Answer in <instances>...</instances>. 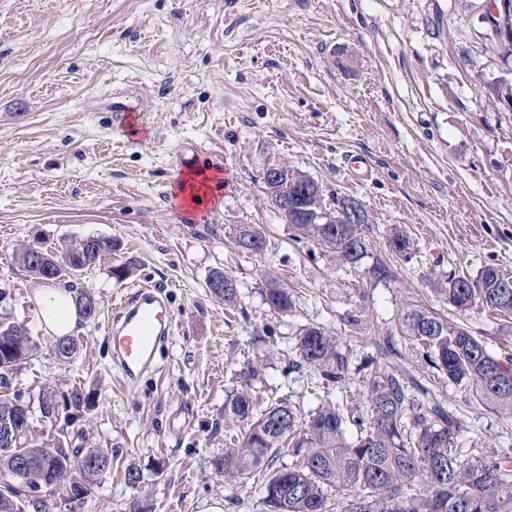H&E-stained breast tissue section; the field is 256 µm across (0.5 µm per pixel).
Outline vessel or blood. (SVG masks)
I'll return each mask as SVG.
<instances>
[{"mask_svg":"<svg viewBox=\"0 0 512 512\" xmlns=\"http://www.w3.org/2000/svg\"><path fill=\"white\" fill-rule=\"evenodd\" d=\"M112 320V360L126 380L154 370L161 348L175 333V319L162 291L145 285L116 300Z\"/></svg>","mask_w":512,"mask_h":512,"instance_id":"vessel-or-blood-1","label":"vessel or blood"}]
</instances>
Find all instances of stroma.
<instances>
[{
    "label": "stroma",
    "instance_id": "obj_1",
    "mask_svg": "<svg viewBox=\"0 0 512 512\" xmlns=\"http://www.w3.org/2000/svg\"><path fill=\"white\" fill-rule=\"evenodd\" d=\"M484 0H0V322H25L38 351L18 388H78L95 403L69 429L74 444L114 454L81 504L57 512H260L261 478L229 502L212 462L224 452V399L246 360L267 368L260 405L301 413L362 402L358 369L393 337L403 353V308L418 305L467 326L497 357L512 356V319L457 314L452 276L494 264L512 271V111L490 82L512 80L480 15ZM129 114L127 131L112 112ZM363 161L370 176L349 175ZM302 171L326 198H359L371 215L361 269L292 238L267 195V164ZM231 169L199 219L170 189L196 167ZM266 236L264 256L233 246L237 225ZM405 228L411 259L393 254ZM117 249L73 282L100 315L79 321L74 360L53 354L35 317L44 281L13 259L22 244L57 250L90 236ZM137 270H111L128 256ZM397 279L371 281L374 260ZM223 268L240 301L225 306L205 279ZM288 286L293 308L269 311L265 276ZM165 289L177 323L168 351L134 385L107 344L116 296ZM318 326L351 356L340 383L291 368L295 337ZM458 415L462 448L512 458V418L468 388L431 379ZM139 469L136 486L126 468Z\"/></svg>",
    "mask_w": 512,
    "mask_h": 512
}]
</instances>
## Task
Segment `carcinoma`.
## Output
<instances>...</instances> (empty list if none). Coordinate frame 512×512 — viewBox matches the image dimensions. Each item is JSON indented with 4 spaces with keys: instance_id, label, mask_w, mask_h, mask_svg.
I'll use <instances>...</instances> for the list:
<instances>
[{
    "instance_id": "1",
    "label": "carcinoma",
    "mask_w": 512,
    "mask_h": 512,
    "mask_svg": "<svg viewBox=\"0 0 512 512\" xmlns=\"http://www.w3.org/2000/svg\"><path fill=\"white\" fill-rule=\"evenodd\" d=\"M336 215L323 192L310 196L303 209L288 220L297 240H310L334 253L345 265L361 266L368 256L363 224H337L331 232L322 227L324 215ZM252 224L237 226L233 245L254 256L248 247ZM395 254L410 257L413 242L399 228L389 235ZM114 250L108 237L91 245L82 240L61 254L45 251L46 263L29 247L15 252V262L37 279H72L94 267L101 256ZM49 274H44V267ZM376 282L396 279L394 270L376 260L369 268ZM231 274L213 269L206 288L226 305L237 303L240 288H215L213 281ZM512 272L486 265L476 277L448 280V303L460 312L474 309L512 315ZM78 315L87 320L100 313L94 293L70 288ZM264 301L275 313L292 307L288 288L271 279ZM403 335L411 340L424 363L448 381L465 386L483 404L512 416V357L492 355L483 341L462 325L426 309H403ZM79 349L73 336L54 343V355L69 362ZM295 349L304 364L316 368L330 382L344 378L346 358L338 338L319 327H307L297 337ZM35 345L24 323H0V388L14 387L20 367L33 355ZM380 359L363 375L361 386L366 409L348 413L329 402L301 417L286 401L260 409L253 398V383L262 380L265 365L246 361L234 372L235 388L224 401V454L213 461L224 475L225 486L235 490L253 474L269 469L262 482V512H512V470L496 455L461 458L456 437L460 431L453 411L436 399L425 377L404 358L392 341L378 346ZM92 393L73 389L58 404L56 395L42 391L37 401L18 398L0 406L22 420L14 435H0V512H52L54 500L33 497L45 481L65 485L67 505L90 496L106 472H92L87 462L112 461L106 448H74L68 428L91 407ZM51 429V445L27 444L37 426ZM357 438L347 439L348 427ZM282 454L292 463L272 468Z\"/></svg>"
}]
</instances>
